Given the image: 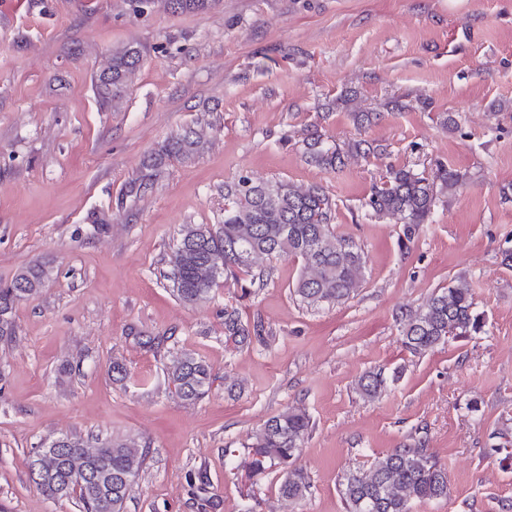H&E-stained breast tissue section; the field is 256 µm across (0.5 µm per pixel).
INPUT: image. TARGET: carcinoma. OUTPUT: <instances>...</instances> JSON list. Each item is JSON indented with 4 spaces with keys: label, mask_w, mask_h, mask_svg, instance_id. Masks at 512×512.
<instances>
[{
    "label": "carcinoma",
    "mask_w": 512,
    "mask_h": 512,
    "mask_svg": "<svg viewBox=\"0 0 512 512\" xmlns=\"http://www.w3.org/2000/svg\"><path fill=\"white\" fill-rule=\"evenodd\" d=\"M170 2L182 11H204L216 0ZM141 61L142 49L134 44L112 53L110 65L95 78L99 98H120ZM201 144L199 132L178 133L153 159V165L166 157H187ZM305 154L309 162L326 169L343 165V152L325 145L316 131L306 139ZM459 183V174L444 164L429 177L405 168L392 170L384 181L373 185L366 206L404 224L409 239L425 223L439 196L454 191ZM224 200V221L219 228L184 224L179 230L170 265L173 291L181 302L192 305L206 300L221 276L249 273L270 257L304 261L293 293L309 307L340 304L355 293L363 277L364 257L352 239L333 231L332 202L324 187L299 188L284 180L255 182L242 176L224 186ZM52 276L50 263L34 262L0 287V339L13 334L16 304L39 294ZM480 329L470 293L453 286L400 320L404 344L414 354L434 349L450 335ZM262 335L261 321L245 322L237 309H224L225 338L247 344ZM169 378L181 398L196 401L208 393L212 374L204 361L185 353L170 366ZM383 384L382 372L369 371L360 378L359 390L374 397ZM308 431L306 412L288 408L256 432L250 444L253 473L263 472L269 463L284 467L280 492L288 499H300L309 489L307 473L296 465ZM60 440L59 449L46 443L30 460V477L44 495L52 500L75 498L84 512H122L131 483L145 463V448L132 438L95 446L67 435ZM341 486L346 512H411L414 501L450 494L447 471L425 448H401L367 469H349Z\"/></svg>",
    "instance_id": "carcinoma-1"
}]
</instances>
